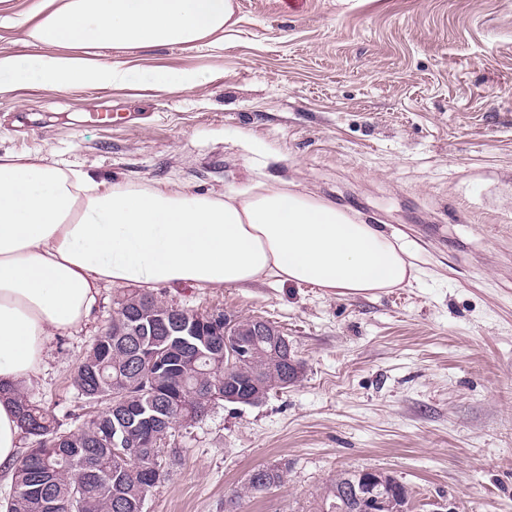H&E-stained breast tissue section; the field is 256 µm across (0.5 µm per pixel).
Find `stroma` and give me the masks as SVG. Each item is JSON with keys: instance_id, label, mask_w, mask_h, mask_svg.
<instances>
[{"instance_id": "stroma-1", "label": "stroma", "mask_w": 512, "mask_h": 512, "mask_svg": "<svg viewBox=\"0 0 512 512\" xmlns=\"http://www.w3.org/2000/svg\"><path fill=\"white\" fill-rule=\"evenodd\" d=\"M224 42L102 49L133 70L99 92L32 82L0 97V153L31 152L113 183L202 195L258 181L336 202L410 254L417 279L373 294L306 285L175 284L159 300L264 318L300 380L221 402L167 442L144 512H227L247 476L281 486L236 512H319L345 471L410 490L408 512H512V0H233ZM195 69L166 93L151 69ZM89 112L122 114L106 129ZM106 286L79 329L50 336L26 391L64 429L88 419L71 377L112 316ZM260 472L265 477L264 482H254L252 476L254 473ZM285 470L279 466H267L254 469L249 475L245 486V493H261L272 488L280 486L284 481Z\"/></svg>"}]
</instances>
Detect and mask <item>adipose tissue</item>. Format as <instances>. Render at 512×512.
<instances>
[{"label": "adipose tissue", "instance_id": "obj_1", "mask_svg": "<svg viewBox=\"0 0 512 512\" xmlns=\"http://www.w3.org/2000/svg\"><path fill=\"white\" fill-rule=\"evenodd\" d=\"M232 16V0H36L0 13V27L22 29L33 47L0 52V95L31 81L59 92L124 85L129 68L82 48L190 44L227 30ZM412 277L402 246L313 195L263 182L221 199L122 187L36 154L0 153V469L18 461L11 391L39 372L52 333L84 323L104 285L271 280L357 295Z\"/></svg>", "mask_w": 512, "mask_h": 512}]
</instances>
